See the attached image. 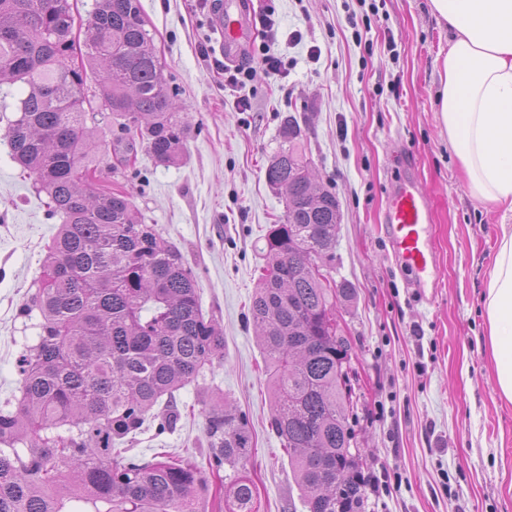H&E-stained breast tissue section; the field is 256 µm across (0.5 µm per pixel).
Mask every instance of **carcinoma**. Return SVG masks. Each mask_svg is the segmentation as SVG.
Instances as JSON below:
<instances>
[{
  "label": "carcinoma",
  "instance_id": "obj_1",
  "mask_svg": "<svg viewBox=\"0 0 512 512\" xmlns=\"http://www.w3.org/2000/svg\"><path fill=\"white\" fill-rule=\"evenodd\" d=\"M69 0H0V81L29 86L7 119L12 158L62 218L43 260L29 309L38 342L17 365L20 397L0 408V512H198L197 464L166 452L150 461L123 457L116 444L146 423L160 437L177 429L175 393L224 358L223 330L204 316L196 275L155 225L142 221L124 191L88 182L90 153L80 92L86 71L113 119L107 146L136 158L137 145L173 161L186 126L164 64L146 29L140 0H95L80 64ZM293 117L281 126L288 147L266 169L285 193L286 211L265 235L249 307L271 393V428L288 450L307 512H364L365 481L351 451L352 388L347 339L336 303L354 288L331 284L341 223L336 195L311 177L294 147ZM209 471L232 469L252 452L245 414L217 398L206 411ZM232 512H257L254 484L239 472Z\"/></svg>",
  "mask_w": 512,
  "mask_h": 512
}]
</instances>
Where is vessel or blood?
I'll return each instance as SVG.
<instances>
[{"label": "vessel or blood", "instance_id": "1", "mask_svg": "<svg viewBox=\"0 0 512 512\" xmlns=\"http://www.w3.org/2000/svg\"><path fill=\"white\" fill-rule=\"evenodd\" d=\"M220 25L225 55H233L252 38V27L237 0H224ZM383 233L394 262L411 287L426 295L436 286L440 269L435 259L433 203L413 177L401 178L386 189Z\"/></svg>", "mask_w": 512, "mask_h": 512}]
</instances>
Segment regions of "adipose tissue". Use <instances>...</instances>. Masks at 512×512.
I'll use <instances>...</instances> for the list:
<instances>
[{
	"instance_id": "adipose-tissue-1",
	"label": "adipose tissue",
	"mask_w": 512,
	"mask_h": 512,
	"mask_svg": "<svg viewBox=\"0 0 512 512\" xmlns=\"http://www.w3.org/2000/svg\"><path fill=\"white\" fill-rule=\"evenodd\" d=\"M452 33L437 110L476 198L512 209V0H431ZM498 392L512 403V234L503 235L484 293Z\"/></svg>"
}]
</instances>
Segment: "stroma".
<instances>
[{
    "label": "stroma",
    "instance_id": "stroma-1",
    "mask_svg": "<svg viewBox=\"0 0 512 512\" xmlns=\"http://www.w3.org/2000/svg\"><path fill=\"white\" fill-rule=\"evenodd\" d=\"M141 4L188 132L175 163L142 149L139 178L106 167L99 176L130 191L145 223L196 271L224 358L177 393L176 431L157 439L144 429L128 455L162 448L205 465V406L223 397L250 423L255 449L240 469L255 484L258 512H306L270 426L264 357L247 319L266 231L286 210L265 172L291 115L299 152L340 203L330 275L355 289L336 320L351 346L349 422L363 471L399 476L366 512H512V404L496 391L482 306L512 212L471 196L438 121L451 33L431 0H274L281 33L269 49L288 76L259 69L235 89L199 53L218 44L212 11L196 0ZM294 30L301 42L288 41ZM242 99L251 111L238 112ZM409 166L435 207L440 278L427 303L412 296L380 232L385 189ZM59 224L0 137V406L17 396V360L37 341L39 315L22 308Z\"/></svg>",
    "mask_w": 512,
    "mask_h": 512
}]
</instances>
